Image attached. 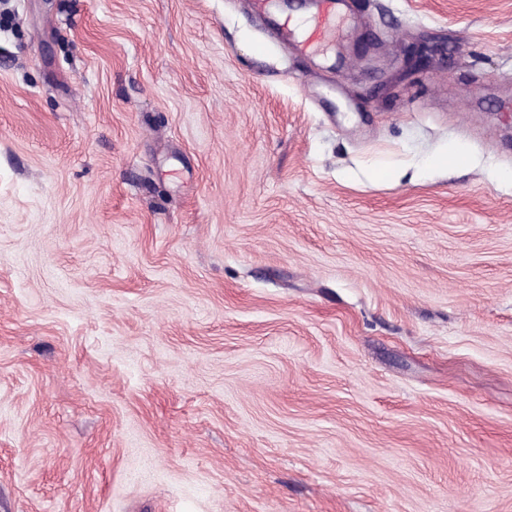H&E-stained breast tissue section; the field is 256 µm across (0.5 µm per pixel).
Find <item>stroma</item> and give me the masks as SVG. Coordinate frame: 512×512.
Segmentation results:
<instances>
[{
	"label": "stroma",
	"mask_w": 512,
	"mask_h": 512,
	"mask_svg": "<svg viewBox=\"0 0 512 512\" xmlns=\"http://www.w3.org/2000/svg\"><path fill=\"white\" fill-rule=\"evenodd\" d=\"M351 3L0 0V512H512V0ZM316 15L309 21L311 28L304 40L292 41V47L296 53H306L313 44L322 40L329 31L336 25L338 15L337 0H319Z\"/></svg>",
	"instance_id": "1"
}]
</instances>
